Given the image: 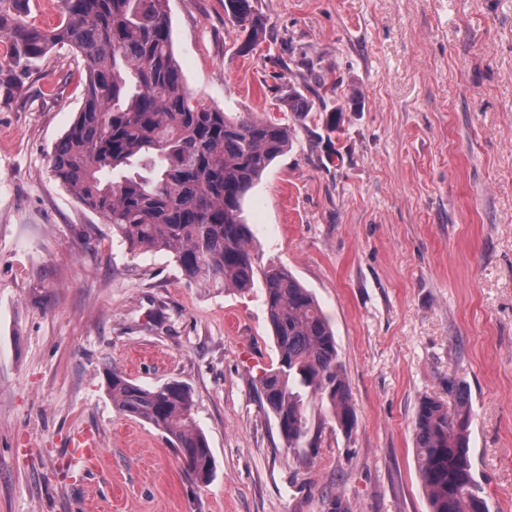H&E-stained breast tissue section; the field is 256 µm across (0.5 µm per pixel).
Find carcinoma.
<instances>
[{"instance_id": "cac0c4a2", "label": "carcinoma", "mask_w": 512, "mask_h": 512, "mask_svg": "<svg viewBox=\"0 0 512 512\" xmlns=\"http://www.w3.org/2000/svg\"><path fill=\"white\" fill-rule=\"evenodd\" d=\"M53 25L29 21V0H0V104L20 94L56 46L84 61V101L54 146L51 173L78 203L112 228L133 255L164 252L182 274L208 288L247 293L262 278L277 362L254 377L253 390L272 413L286 448L309 435L304 400H327L336 425L356 424L334 331L313 293L288 269L258 265L244 201L272 163L290 148L288 129L251 113L232 117L195 101L175 59L168 0H59ZM249 52L266 20L253 0H224ZM288 63L307 71L304 91L281 97L303 124L315 112L327 141L340 130L341 81L329 80L303 52ZM112 404L123 415L169 435L190 474L206 484L214 460L179 383L145 387L117 368L108 372ZM472 410L466 384L448 376V401L421 399L415 419V463L430 512H490L475 474Z\"/></svg>"}]
</instances>
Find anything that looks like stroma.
Masks as SVG:
<instances>
[{"instance_id": "obj_1", "label": "stroma", "mask_w": 512, "mask_h": 512, "mask_svg": "<svg viewBox=\"0 0 512 512\" xmlns=\"http://www.w3.org/2000/svg\"><path fill=\"white\" fill-rule=\"evenodd\" d=\"M254 5L267 32L245 55L224 0H169L174 54L195 100L227 112L280 118L302 80L292 44L357 103L333 143L295 126L244 203L259 264L284 265L331 322L355 428L314 398L316 447L285 449L252 392L277 356L261 285L206 288L164 253L130 257L52 178L85 75L59 48L0 107V512H327L330 492L349 512H429L415 416L452 374L476 478L491 512H512V0ZM112 367L190 389L208 485L113 407ZM82 430L101 451L85 472L68 459Z\"/></svg>"}]
</instances>
